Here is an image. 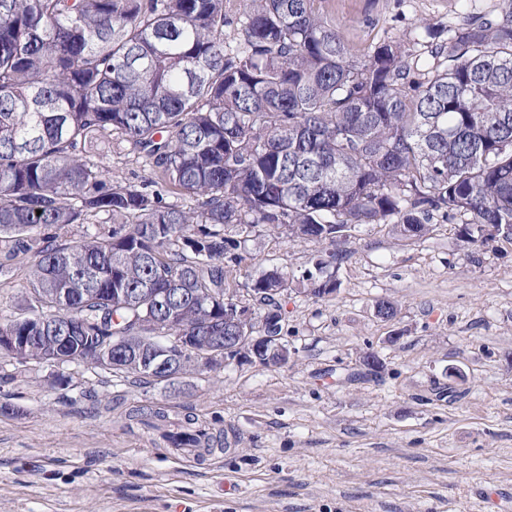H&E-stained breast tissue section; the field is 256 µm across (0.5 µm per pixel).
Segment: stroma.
I'll return each instance as SVG.
<instances>
[{"label":"stroma","mask_w":512,"mask_h":512,"mask_svg":"<svg viewBox=\"0 0 512 512\" xmlns=\"http://www.w3.org/2000/svg\"><path fill=\"white\" fill-rule=\"evenodd\" d=\"M316 5L356 49L396 38L419 53L420 21L442 31L497 0ZM94 159L115 180L145 174L115 135ZM459 229L436 218L408 240L368 224L334 244L257 228L229 277H288L281 365L169 385L69 364L55 387L54 367L0 353V512H512V244H466ZM337 250V292L303 294V273ZM136 406L167 419L131 421ZM189 415L225 452L173 456L160 433Z\"/></svg>","instance_id":"1"}]
</instances>
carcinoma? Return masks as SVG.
<instances>
[{
    "instance_id": "carcinoma-1",
    "label": "carcinoma",
    "mask_w": 512,
    "mask_h": 512,
    "mask_svg": "<svg viewBox=\"0 0 512 512\" xmlns=\"http://www.w3.org/2000/svg\"><path fill=\"white\" fill-rule=\"evenodd\" d=\"M420 28L425 57L393 39L357 52L314 0H0V242L34 253L18 310L39 316L5 315L0 335L38 350L69 334L77 364L120 341L131 356L102 366L151 381L143 339L208 336L244 295L282 310L278 270L228 279L257 227L334 242L440 216L464 242L495 224L512 243V0L444 38ZM112 133L140 181L92 158ZM331 266L311 295L339 288Z\"/></svg>"
}]
</instances>
